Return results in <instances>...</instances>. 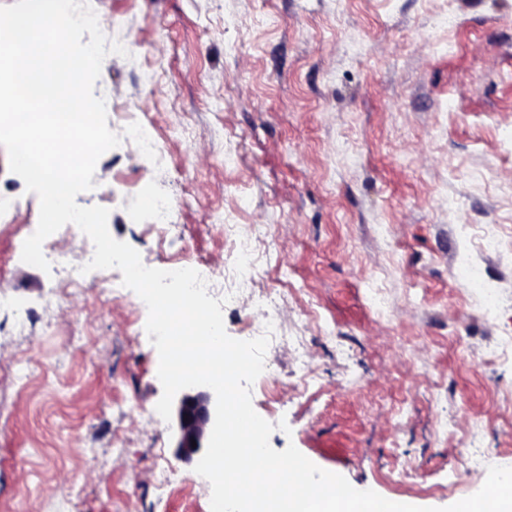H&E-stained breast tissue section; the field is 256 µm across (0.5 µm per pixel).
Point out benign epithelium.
<instances>
[{"instance_id": "7a95c632", "label": "benign epithelium", "mask_w": 512, "mask_h": 512, "mask_svg": "<svg viewBox=\"0 0 512 512\" xmlns=\"http://www.w3.org/2000/svg\"><path fill=\"white\" fill-rule=\"evenodd\" d=\"M215 407L212 390L189 387L177 393L171 429L175 451L181 459L191 462L204 454L215 421Z\"/></svg>"}]
</instances>
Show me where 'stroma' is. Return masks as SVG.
<instances>
[{
  "instance_id": "35a3bbf8",
  "label": "stroma",
  "mask_w": 512,
  "mask_h": 512,
  "mask_svg": "<svg viewBox=\"0 0 512 512\" xmlns=\"http://www.w3.org/2000/svg\"><path fill=\"white\" fill-rule=\"evenodd\" d=\"M90 4L129 54L94 89L121 143L76 202L108 208L143 262L219 279L225 224L261 230L254 286L273 300L223 319L241 340L280 324L275 383L251 388L272 448L438 510L512 467V0ZM120 112L161 161L134 151ZM154 194L173 206L163 230ZM39 207L0 146V290L35 313L18 330L0 312V512H210V492H160L162 468L197 474L167 422L133 414L163 393L137 294L18 260ZM489 224L500 252L481 248ZM463 257L503 298L494 318L456 277ZM136 151L144 157L161 159L160 145L156 137L137 122L130 125Z\"/></svg>"
}]
</instances>
